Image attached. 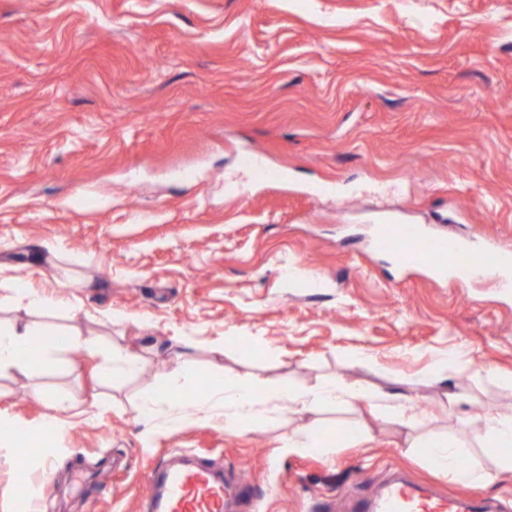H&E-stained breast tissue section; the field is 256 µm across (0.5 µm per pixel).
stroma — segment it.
Listing matches in <instances>:
<instances>
[{
	"instance_id": "obj_1",
	"label": "stroma",
	"mask_w": 512,
	"mask_h": 512,
	"mask_svg": "<svg viewBox=\"0 0 512 512\" xmlns=\"http://www.w3.org/2000/svg\"><path fill=\"white\" fill-rule=\"evenodd\" d=\"M385 216L512 250V0H0V324L75 340L0 372V512L10 432L37 436L56 394L73 409L27 471L42 512H146L145 471L177 449L244 470L264 512H353L396 470L464 490L374 405L233 430L197 412L208 376L334 378L419 397L486 463L481 416L512 413V297L400 270L369 246ZM90 342L139 371L100 377ZM453 348L472 367L429 383ZM176 360L185 421L148 434ZM351 420L371 442L345 441ZM302 422L323 450L282 448Z\"/></svg>"
}]
</instances>
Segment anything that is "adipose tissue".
Wrapping results in <instances>:
<instances>
[{
  "label": "adipose tissue",
  "instance_id": "ef3b65f1",
  "mask_svg": "<svg viewBox=\"0 0 512 512\" xmlns=\"http://www.w3.org/2000/svg\"><path fill=\"white\" fill-rule=\"evenodd\" d=\"M73 337L58 335L34 322H14L0 329V371L17 367L21 351H28V363L34 367L47 364L62 348L71 346ZM275 399L287 402L297 414L313 412L324 406L350 404L368 399L364 389L331 381L308 389L283 386L275 392ZM387 413L400 424L415 430L413 447L424 449L427 459L449 477L469 485L486 488L502 476L512 474V415L488 414L483 427L491 449V463L477 468L459 464V453L454 441L444 434L420 433L421 422L414 412L416 398L399 392L381 396ZM263 398L256 384L221 381L213 385L207 399L200 405L201 413L220 417L225 427L235 428L254 417Z\"/></svg>",
  "mask_w": 512,
  "mask_h": 512
}]
</instances>
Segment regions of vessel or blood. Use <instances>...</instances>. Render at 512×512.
<instances>
[{
  "instance_id": "vessel-or-blood-1",
  "label": "vessel or blood",
  "mask_w": 512,
  "mask_h": 512,
  "mask_svg": "<svg viewBox=\"0 0 512 512\" xmlns=\"http://www.w3.org/2000/svg\"><path fill=\"white\" fill-rule=\"evenodd\" d=\"M372 245L378 252L393 255L406 270L425 271L453 282L492 277L503 291L512 290V252L491 241L475 246L435 236L418 226L380 224ZM145 482L150 512H230L243 486L236 473L224 478L196 463L150 467ZM357 512H489V505L471 493L446 497L396 479L362 503Z\"/></svg>"
}]
</instances>
